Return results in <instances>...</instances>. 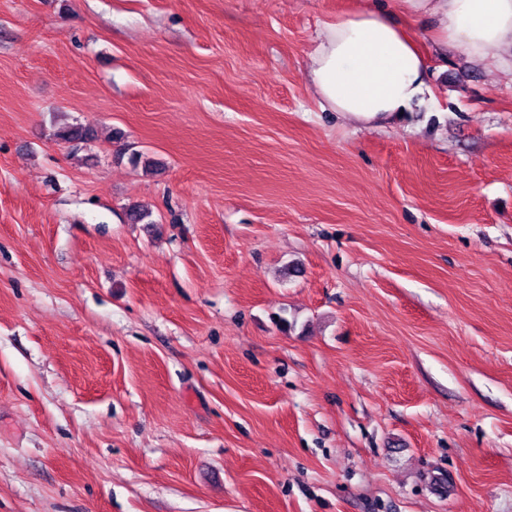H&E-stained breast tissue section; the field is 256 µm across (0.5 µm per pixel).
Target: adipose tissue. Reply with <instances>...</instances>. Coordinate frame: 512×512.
Listing matches in <instances>:
<instances>
[{
	"instance_id": "adipose-tissue-1",
	"label": "adipose tissue",
	"mask_w": 512,
	"mask_h": 512,
	"mask_svg": "<svg viewBox=\"0 0 512 512\" xmlns=\"http://www.w3.org/2000/svg\"><path fill=\"white\" fill-rule=\"evenodd\" d=\"M405 13L417 31L399 26ZM429 39L439 50L455 47L471 61H493L512 72V0H370L316 32L308 53L307 81L322 110L348 124L379 127L433 100Z\"/></svg>"
}]
</instances>
